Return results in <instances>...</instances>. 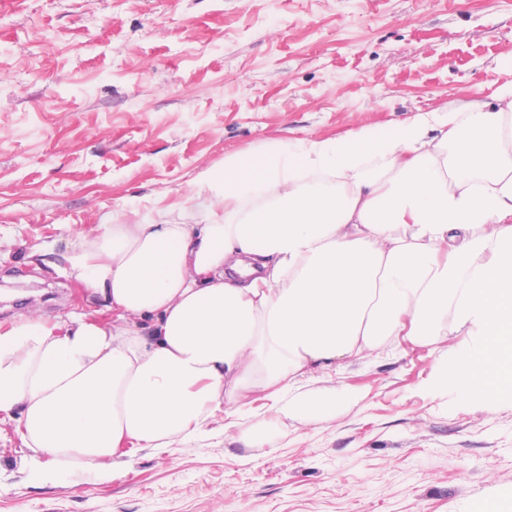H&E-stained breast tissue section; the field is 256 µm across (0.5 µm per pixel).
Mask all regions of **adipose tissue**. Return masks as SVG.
Masks as SVG:
<instances>
[{
  "mask_svg": "<svg viewBox=\"0 0 512 512\" xmlns=\"http://www.w3.org/2000/svg\"><path fill=\"white\" fill-rule=\"evenodd\" d=\"M200 224L78 235L94 313L0 322V413L37 485L111 482L258 393L315 424L357 402L301 388L408 342L434 385L512 400V84L400 126L268 141L194 182Z\"/></svg>",
  "mask_w": 512,
  "mask_h": 512,
  "instance_id": "1",
  "label": "adipose tissue"
}]
</instances>
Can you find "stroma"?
<instances>
[{
  "label": "stroma",
  "mask_w": 512,
  "mask_h": 512,
  "mask_svg": "<svg viewBox=\"0 0 512 512\" xmlns=\"http://www.w3.org/2000/svg\"><path fill=\"white\" fill-rule=\"evenodd\" d=\"M510 60L512 0H0V320L101 307L77 235L225 155L489 101ZM435 364L351 361L307 384L361 394L319 425L262 398L99 488L10 469L0 512H512V401H459Z\"/></svg>",
  "instance_id": "1"
}]
</instances>
